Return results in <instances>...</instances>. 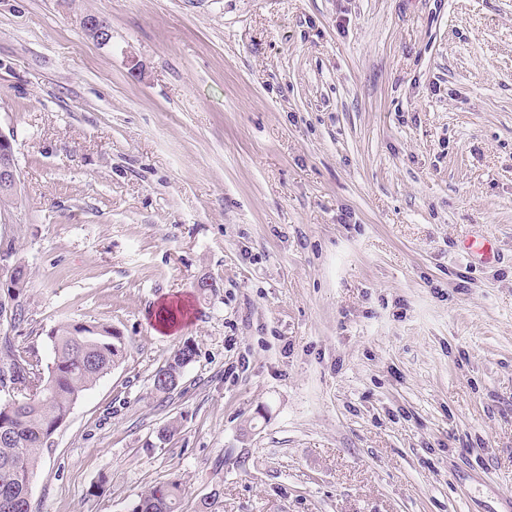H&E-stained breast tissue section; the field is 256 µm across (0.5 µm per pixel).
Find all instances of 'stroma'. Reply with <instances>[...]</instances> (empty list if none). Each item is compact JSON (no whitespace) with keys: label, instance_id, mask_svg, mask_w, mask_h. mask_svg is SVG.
Here are the masks:
<instances>
[{"label":"stroma","instance_id":"1","mask_svg":"<svg viewBox=\"0 0 512 512\" xmlns=\"http://www.w3.org/2000/svg\"><path fill=\"white\" fill-rule=\"evenodd\" d=\"M0 129L22 341L125 343L32 512H512V0H0ZM81 24L86 32L93 35L99 45L107 46L111 43L112 32L103 18L96 15L93 17L83 16ZM14 134L6 135L0 131V184L3 188L12 189L8 191L0 188V209L13 203L19 186V170L14 151ZM195 355L193 345L183 344L165 365L156 370L153 375L154 390L160 394H167L174 390L178 385L172 388L168 384L173 385L175 377L180 381L185 368L192 362ZM182 495L181 483L171 480L148 488L137 496L129 512H176Z\"/></svg>","mask_w":512,"mask_h":512}]
</instances>
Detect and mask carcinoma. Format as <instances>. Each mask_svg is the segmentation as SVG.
I'll return each instance as SVG.
<instances>
[{"label":"carcinoma","instance_id":"carcinoma-1","mask_svg":"<svg viewBox=\"0 0 512 512\" xmlns=\"http://www.w3.org/2000/svg\"><path fill=\"white\" fill-rule=\"evenodd\" d=\"M30 270L16 271L7 292L15 300L11 329L27 321L24 295ZM53 358L45 364L30 345L4 338L0 349V512H30L32 482L50 448L54 432L67 419L75 402L123 358V336L107 326L67 321L50 331ZM196 355L184 344L153 375L154 390L172 391L174 379L182 377ZM181 483L171 480L148 488L137 496L129 512H176Z\"/></svg>","mask_w":512,"mask_h":512}]
</instances>
